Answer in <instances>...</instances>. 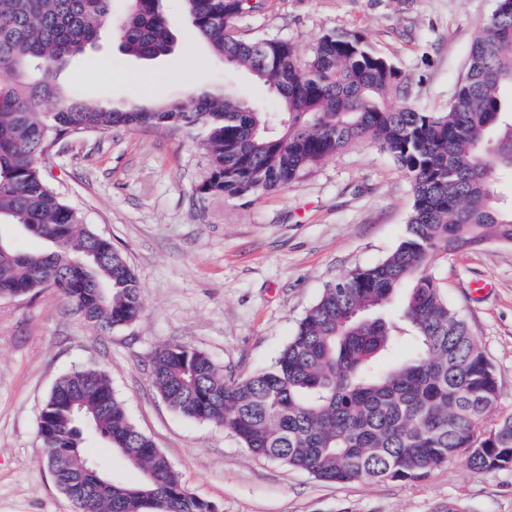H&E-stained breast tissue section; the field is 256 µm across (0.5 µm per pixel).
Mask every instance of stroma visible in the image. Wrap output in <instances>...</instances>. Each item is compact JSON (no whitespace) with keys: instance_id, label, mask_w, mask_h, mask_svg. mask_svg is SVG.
Listing matches in <instances>:
<instances>
[{"instance_id":"1","label":"stroma","mask_w":512,"mask_h":512,"mask_svg":"<svg viewBox=\"0 0 512 512\" xmlns=\"http://www.w3.org/2000/svg\"><path fill=\"white\" fill-rule=\"evenodd\" d=\"M496 0H266L241 20L308 54L330 28L358 32L405 72L410 102L446 111L469 67L477 28ZM174 50L141 60L119 48L113 27L60 73L64 88L114 102L190 98L230 82L247 97L249 73L209 62L178 0H164ZM48 183L83 224L111 239L135 270L143 309L130 326L100 332L45 288L0 298V512H73L43 461L42 404L62 375L106 371L129 417L200 499L219 512H512V472L481 475L455 465L418 482H322L252 456L209 423L176 415L149 385L157 347L208 353L226 373L269 366L326 285L373 265L400 243L412 188L373 143L350 146L293 186L241 199L202 195L200 139L182 130L120 129L60 141L42 157ZM449 302L487 352L512 410V244L488 243L435 258Z\"/></svg>"}]
</instances>
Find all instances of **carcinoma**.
<instances>
[{
	"instance_id": "1",
	"label": "carcinoma",
	"mask_w": 512,
	"mask_h": 512,
	"mask_svg": "<svg viewBox=\"0 0 512 512\" xmlns=\"http://www.w3.org/2000/svg\"><path fill=\"white\" fill-rule=\"evenodd\" d=\"M121 49L152 59L174 36L160 0H126ZM196 39L227 67L251 73L279 109L232 87L188 106L109 103L65 92L58 75L112 23V0H0V220L41 239L27 253L0 238V298L51 287L105 331L142 312L137 275L112 241L80 222L45 182L38 158L67 132L186 129L202 136L203 194L245 198L286 188L347 147L370 141L410 181L414 202L399 245L381 262L324 288L274 363L232 377L207 353L158 347L149 383L181 417L236 436L254 456L326 482H413L437 467L512 471V412L488 429L500 387L485 351L443 292L432 263L512 241V10L493 12L470 49L446 112L410 103L408 77L359 33L330 28L302 56L290 41L236 21L261 0H181ZM54 103L51 111L42 109ZM410 337L412 354L382 364ZM45 463L76 512H215L129 418L107 373L63 375L41 409ZM96 438L141 473L113 477L85 451Z\"/></svg>"
}]
</instances>
